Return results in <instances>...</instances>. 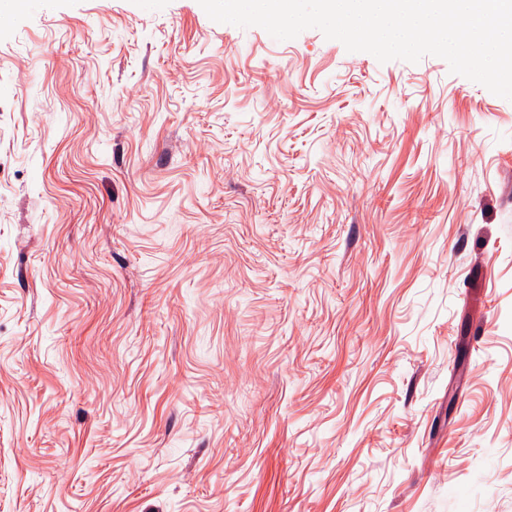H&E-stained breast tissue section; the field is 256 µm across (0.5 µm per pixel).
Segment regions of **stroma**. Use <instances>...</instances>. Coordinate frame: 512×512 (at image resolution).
Wrapping results in <instances>:
<instances>
[{
	"label": "stroma",
	"instance_id": "obj_1",
	"mask_svg": "<svg viewBox=\"0 0 512 512\" xmlns=\"http://www.w3.org/2000/svg\"><path fill=\"white\" fill-rule=\"evenodd\" d=\"M0 512H512V101L197 0H31Z\"/></svg>",
	"mask_w": 512,
	"mask_h": 512
}]
</instances>
